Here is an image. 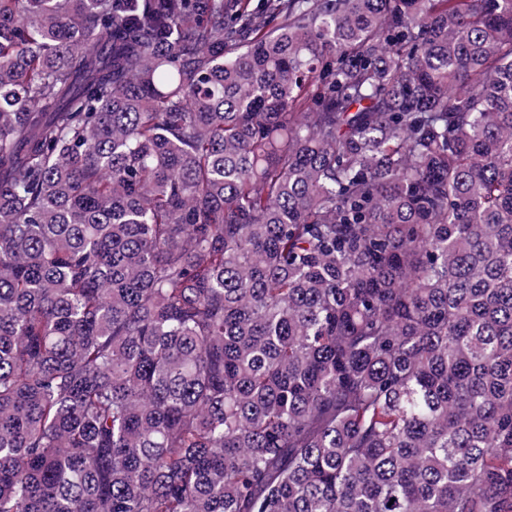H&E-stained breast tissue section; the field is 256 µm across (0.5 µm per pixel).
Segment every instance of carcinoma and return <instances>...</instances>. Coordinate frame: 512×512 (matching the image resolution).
I'll return each mask as SVG.
<instances>
[{
    "label": "carcinoma",
    "instance_id": "1",
    "mask_svg": "<svg viewBox=\"0 0 512 512\" xmlns=\"http://www.w3.org/2000/svg\"><path fill=\"white\" fill-rule=\"evenodd\" d=\"M0 512H512V0H0Z\"/></svg>",
    "mask_w": 512,
    "mask_h": 512
}]
</instances>
